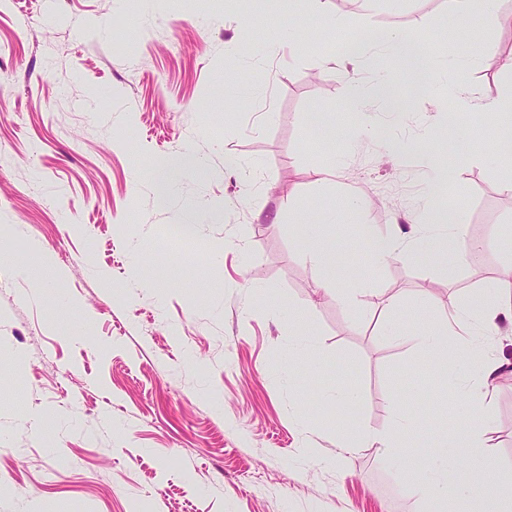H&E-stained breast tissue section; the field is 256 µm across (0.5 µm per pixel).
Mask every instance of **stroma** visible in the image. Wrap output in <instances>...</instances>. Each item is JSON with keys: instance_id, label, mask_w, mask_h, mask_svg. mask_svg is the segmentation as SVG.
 Returning <instances> with one entry per match:
<instances>
[{"instance_id": "1", "label": "stroma", "mask_w": 512, "mask_h": 512, "mask_svg": "<svg viewBox=\"0 0 512 512\" xmlns=\"http://www.w3.org/2000/svg\"><path fill=\"white\" fill-rule=\"evenodd\" d=\"M365 13L375 31L420 35L433 59L461 22L448 0H326L247 33L227 0H0V251L29 260L37 248L62 270L35 297L0 263V512H429L376 449L339 456L338 420L384 431L410 415L405 446L426 466L440 456L455 425L448 372L408 337L501 273L512 193L480 152L453 197L488 242L483 260H374L357 227L387 235L422 210L426 172L397 145L446 129L448 93L435 86L396 114L369 102L389 133L349 143L360 117L343 108L344 47L308 40L328 15L357 38ZM483 35L498 65L449 80L491 98L512 87V27ZM230 77L253 97L227 96ZM318 116L335 119L336 141L316 136ZM188 151L204 168L149 186ZM331 165L335 184H319ZM301 214L325 221L337 264L358 271L351 302L316 291L324 271L304 255ZM189 219L193 243L171 250L166 233ZM501 328L508 369L490 421L510 472L512 324ZM306 330L317 378L294 351ZM326 381L355 388L356 407L327 418ZM46 409L57 419L43 430L33 415ZM306 445L319 459L300 458ZM330 455L335 466L321 464Z\"/></svg>"}]
</instances>
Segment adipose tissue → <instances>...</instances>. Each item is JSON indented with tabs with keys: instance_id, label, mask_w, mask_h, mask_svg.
<instances>
[{
	"instance_id": "adipose-tissue-1",
	"label": "adipose tissue",
	"mask_w": 512,
	"mask_h": 512,
	"mask_svg": "<svg viewBox=\"0 0 512 512\" xmlns=\"http://www.w3.org/2000/svg\"><path fill=\"white\" fill-rule=\"evenodd\" d=\"M452 12L470 20L466 45H459L456 37H449L448 52L457 56L460 63H468L470 56H477L485 66H494L496 54L480 42V32L488 21L512 26V15L502 14L500 0H448ZM381 45L394 57L409 79L407 87H400L388 75H379L372 86H364L359 77L362 69L369 67L373 59L370 44ZM345 106L360 112L367 96H374L389 112L404 111L408 93L430 89L439 80V71L428 60L423 39L406 31L379 32L371 38L355 39L345 53ZM473 110L492 116L496 132L487 149L505 170L502 188L512 193V92L492 99H474L463 90L448 108L449 116ZM453 130L460 143L452 165L439 162L429 145L404 144L409 153L420 154L430 171L431 191L428 202L418 221L410 230H397L389 236L380 235L374 226L361 225L360 232L371 246L378 260L400 255L437 260L456 252L476 257L483 247L459 218L456 205L445 202L449 188L457 182L460 168L475 157L479 146L467 126L454 124ZM308 256L325 272L322 288L338 286L343 301H350L349 288L353 280L352 269L336 266V253L322 239L317 224H309L305 239ZM512 260H507L499 278L487 284L477 296L463 303H449L446 316L433 319L424 329L413 336V343L429 352L432 361L439 362L453 356L462 378L451 385L452 395L461 402L456 427L445 441L449 449L440 462L432 468L419 470L413 456L403 451L402 436L411 424L409 417L402 416L388 430L378 432L364 425H355L345 436L341 448H376L398 467L403 479L417 487L424 497L435 504L437 512H446L452 499L467 501L469 512H512V500H498L493 496L499 461L492 455L493 437L485 420L491 411L490 391L504 367L502 361L488 353L483 339L498 333L501 321L512 323Z\"/></svg>"
}]
</instances>
